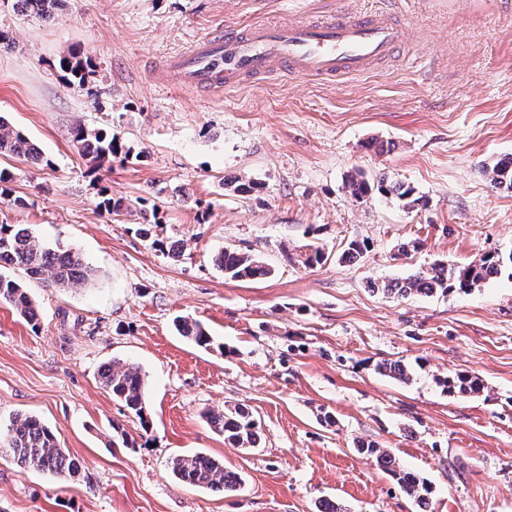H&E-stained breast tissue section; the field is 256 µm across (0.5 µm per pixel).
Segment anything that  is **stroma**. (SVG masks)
Here are the masks:
<instances>
[{"label": "stroma", "mask_w": 512, "mask_h": 512, "mask_svg": "<svg viewBox=\"0 0 512 512\" xmlns=\"http://www.w3.org/2000/svg\"><path fill=\"white\" fill-rule=\"evenodd\" d=\"M387 9L406 32L395 56L333 83L277 74L219 94L161 82V65L230 23H280ZM0 114L48 165L0 158L12 174L0 222L79 251L94 281L56 288L6 266L36 303L38 327L0 304V425L33 416L82 462L67 480L0 457V512H418L358 454L390 449L432 487L431 512H512V273L468 294L371 290L438 261L512 252V193L484 169L512 157V0H67L55 19L0 25ZM91 62L95 98L67 88L60 58ZM112 133L132 153L90 172L69 132ZM403 183L424 202L348 193L350 175ZM259 183L252 194L240 193ZM123 199L113 218L102 195ZM155 212L178 258L136 229ZM367 249L340 262L350 240ZM419 241L411 255L401 243ZM326 262L304 266L309 248ZM274 269L225 278L222 249ZM199 321L216 346L180 336ZM399 360L403 383L377 366ZM148 381V425L99 382L106 364ZM465 373L480 393L444 392ZM243 405L258 448L225 443L207 412ZM127 447H112L113 428ZM204 452L244 482L227 495L176 480L178 455Z\"/></svg>", "instance_id": "obj_1"}]
</instances>
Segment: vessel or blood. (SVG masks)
Masks as SVG:
<instances>
[{
  "mask_svg": "<svg viewBox=\"0 0 512 512\" xmlns=\"http://www.w3.org/2000/svg\"><path fill=\"white\" fill-rule=\"evenodd\" d=\"M401 43L400 29L384 13L340 10L324 20L228 25L197 39L186 53L167 58L164 67L187 86L219 93L278 72L321 80L358 75L393 55Z\"/></svg>",
  "mask_w": 512,
  "mask_h": 512,
  "instance_id": "1",
  "label": "vessel or blood"
}]
</instances>
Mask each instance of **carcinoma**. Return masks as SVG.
Returning a JSON list of instances; mask_svg holds the SVG:
<instances>
[{
    "mask_svg": "<svg viewBox=\"0 0 512 512\" xmlns=\"http://www.w3.org/2000/svg\"><path fill=\"white\" fill-rule=\"evenodd\" d=\"M13 13L33 16L44 20L53 19L63 10L65 0H10ZM67 86L93 96L88 77L90 62L73 53L59 61ZM72 145L78 155L96 169L109 168L118 158H129L131 150L112 134L102 129H92L78 124L70 132ZM16 157L32 166L39 167L48 160L40 148L27 138L9 120L0 116V157ZM494 189L512 192V157L498 161L485 169ZM350 195L356 199L366 197L373 187L364 177H355L348 183ZM378 189L396 195L410 206L417 203L412 198L413 188L398 184L378 186ZM214 264L224 276L235 280L258 281L271 276L272 269L262 260L238 251L225 249L214 257ZM19 267L34 279L48 281L57 288L87 284L95 279L97 271L85 262L80 253L58 242L47 245L32 231L21 224H0V267ZM512 268V253L504 256L497 252L483 255L479 262L466 266L437 262L427 270H417L402 279L386 280L371 287L387 295L405 297L414 293L449 294L469 293L502 269ZM0 304L9 306L32 327L38 326L35 303L26 289L16 280L0 274ZM178 333L200 347H208L212 338L200 322L180 317L175 324ZM379 372L389 378L407 383L410 373L400 361L384 362ZM100 383L112 394V398L149 427L145 418L147 398L146 375L133 364L118 365L114 362L100 372ZM442 386L450 393L461 396L477 394L481 383L466 374L442 380ZM211 427L224 435V440L236 448H256L259 431L253 416L242 406L228 407L222 412L208 415ZM0 451L8 453L21 468H33L52 472L65 480L81 469L79 459L62 447L56 436L33 416L13 418L6 427H0ZM357 451L375 459L377 466L397 481L402 492L411 498L421 512L430 508L431 489L419 474L400 467L394 454L387 448L373 443H361ZM173 476L185 485L198 489L234 493L240 490L242 480L237 473L224 467V462L201 452L180 455L171 462Z\"/></svg>",
    "mask_w": 512,
    "mask_h": 512,
    "instance_id": "carcinoma-1",
    "label": "carcinoma"
}]
</instances>
